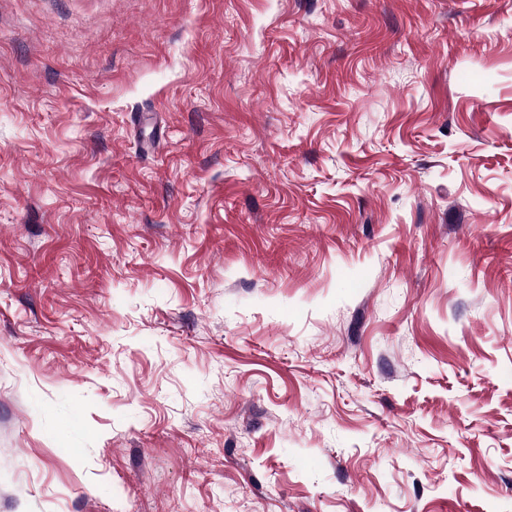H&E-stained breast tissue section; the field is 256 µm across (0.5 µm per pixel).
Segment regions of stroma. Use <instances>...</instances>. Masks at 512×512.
<instances>
[{"label": "stroma", "instance_id": "stroma-1", "mask_svg": "<svg viewBox=\"0 0 512 512\" xmlns=\"http://www.w3.org/2000/svg\"><path fill=\"white\" fill-rule=\"evenodd\" d=\"M0 512H512V0H0Z\"/></svg>", "mask_w": 512, "mask_h": 512}]
</instances>
